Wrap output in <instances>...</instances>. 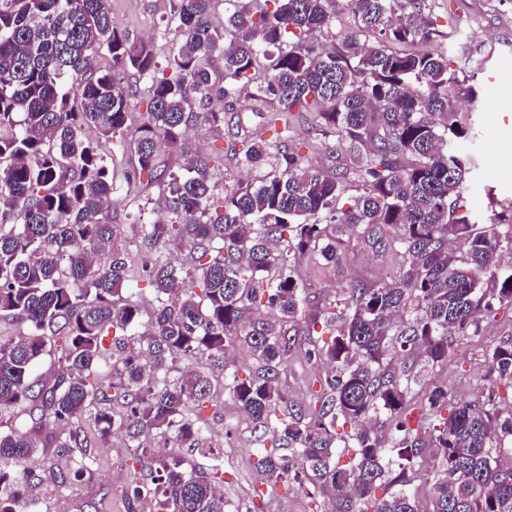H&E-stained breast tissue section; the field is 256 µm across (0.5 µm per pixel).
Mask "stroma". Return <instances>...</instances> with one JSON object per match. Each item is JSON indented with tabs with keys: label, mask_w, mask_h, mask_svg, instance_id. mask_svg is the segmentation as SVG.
Masks as SVG:
<instances>
[{
	"label": "stroma",
	"mask_w": 512,
	"mask_h": 512,
	"mask_svg": "<svg viewBox=\"0 0 512 512\" xmlns=\"http://www.w3.org/2000/svg\"><path fill=\"white\" fill-rule=\"evenodd\" d=\"M176 0H107L112 22L134 42H147L159 65L171 58L179 37L169 18ZM433 18L442 34L441 47L459 76H474L481 88L477 102L458 99L453 103L455 119L475 134L473 142L461 143L471 154L475 168L469 184L474 200L475 221L485 224L492 210L512 204V124H504L498 113H512V0H436ZM495 70L497 80L487 83L486 73ZM257 103L237 101L227 112L224 124L213 127L203 120L191 123L190 152L206 162L216 193L242 183L246 168L236 161L220 159L238 125L258 134L262 126L256 115ZM293 140L300 152L326 169L339 161L329 148L333 138L323 136L310 120L300 121ZM106 163L112 173L115 190L109 215L122 225L123 244L128 253V285L139 289L144 313H151L154 292L142 279L139 263L141 237L137 222L156 221L155 207L164 195L161 183L127 182V173L137 156L133 140L124 145L106 144ZM343 262L325 264L317 253L300 256L296 267L300 284L315 305L333 301L336 286L345 281L375 284L390 278L398 269L400 258L384 249L372 250L357 245L350 235H343ZM296 344L288 363L279 375V384L289 401L309 406L321 382L331 374L326 360L308 356L310 338L304 321H297ZM512 340V308L500 309L496 317L482 324L477 336L456 339L455 353L448 361L424 372L423 384L440 382L456 400L473 399L487 372L483 352L487 347ZM206 426L217 447L212 455H194V463L204 469H218L222 479L226 512H328L324 497H310L297 484L268 482L259 465L262 441L248 416L230 399L224 389V375L215 372L211 398L203 412ZM94 461L82 466L72 457L54 454L35 456L32 465L41 471L43 483L35 512H130L127 492L136 484L149 483V468L135 460L123 432L112 434L106 446L94 448ZM65 482H58V475Z\"/></svg>",
	"instance_id": "obj_1"
}]
</instances>
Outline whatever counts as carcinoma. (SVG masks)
<instances>
[{"label":"carcinoma","mask_w":512,"mask_h":512,"mask_svg":"<svg viewBox=\"0 0 512 512\" xmlns=\"http://www.w3.org/2000/svg\"><path fill=\"white\" fill-rule=\"evenodd\" d=\"M213 2L177 0L170 22L180 41L161 69L147 45L113 27L106 0H0V212L12 213L0 222V315L20 327L0 339V414L28 412L0 430V512L35 504L36 448L87 458L86 420L103 442L124 430L145 457L147 436L209 453L205 423L190 414L210 399V375L190 368L205 354L227 371L224 390L271 444L261 457L268 480L325 494L332 512H425L408 486L431 452L439 461L432 512H512V403L500 407L512 394V342L485 351L488 372L473 400L450 409L448 388L435 386L417 416L411 393L421 375L394 365L404 353L444 363L454 337L479 335L495 306H512V272L502 267L512 232L499 230L512 224V208L474 228L466 195L474 162L456 149L471 131L454 120L452 102L475 101L479 88L459 78L444 49L410 50L429 34L433 0H348L374 40L342 34L331 51L317 35L331 27L336 0H227L234 10L220 26ZM102 47L110 71L93 68ZM214 56L224 58L218 79ZM129 70L150 76L151 96L128 181L145 175L166 185L167 218L141 225L142 272L155 294L146 334L137 332L142 309L126 288L123 229L107 212L113 181L100 153V139L125 138ZM215 97L224 110L208 109ZM241 98L277 101L257 113L273 138L245 133L226 152L249 169L269 157L276 166L221 198L204 162L175 171L160 145L181 151L194 109L218 127ZM309 116L359 165L330 171L304 161L288 131ZM349 183L357 196L344 210ZM345 230L404 262L387 281L339 287L323 310L330 337L308 355L334 374L305 410L279 386L294 345L288 324L310 304L294 265L307 252L342 263ZM172 240L190 246L191 267L161 259ZM55 327L60 373L36 391L31 376ZM111 328L112 380L93 381ZM233 345L256 358L247 377L228 372ZM161 367L179 373L174 383L159 384ZM44 418L61 430L42 433ZM340 423L354 425L353 445L338 443ZM152 464L150 512H225L216 474L175 454Z\"/></svg>","instance_id":"cac0c4a2"}]
</instances>
